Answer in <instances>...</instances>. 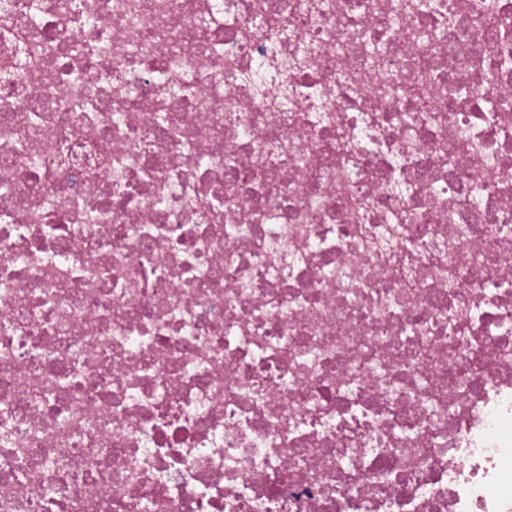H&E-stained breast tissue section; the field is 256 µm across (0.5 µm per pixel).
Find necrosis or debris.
<instances>
[{"label":"necrosis or debris","mask_w":512,"mask_h":512,"mask_svg":"<svg viewBox=\"0 0 512 512\" xmlns=\"http://www.w3.org/2000/svg\"><path fill=\"white\" fill-rule=\"evenodd\" d=\"M429 2L0 0V512H512V0Z\"/></svg>","instance_id":"obj_1"}]
</instances>
